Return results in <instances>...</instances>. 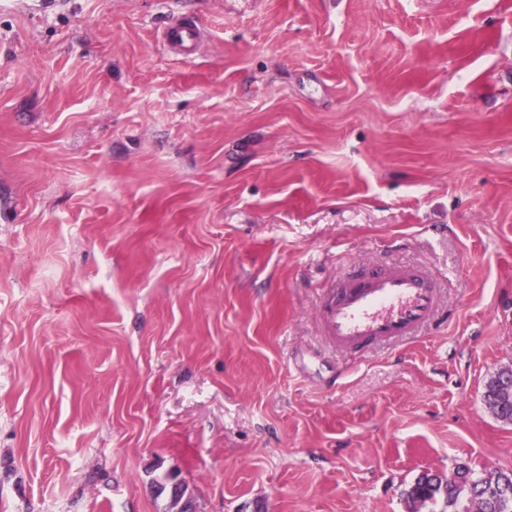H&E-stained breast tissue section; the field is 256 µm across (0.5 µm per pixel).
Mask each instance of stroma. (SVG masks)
<instances>
[{
	"instance_id": "35a3bbf8",
	"label": "stroma",
	"mask_w": 512,
	"mask_h": 512,
	"mask_svg": "<svg viewBox=\"0 0 512 512\" xmlns=\"http://www.w3.org/2000/svg\"><path fill=\"white\" fill-rule=\"evenodd\" d=\"M361 259L447 326L329 349ZM509 364L512 0H0V512H417ZM161 43L172 56L190 60L199 55L204 43L203 29L189 16L172 17L162 29Z\"/></svg>"
}]
</instances>
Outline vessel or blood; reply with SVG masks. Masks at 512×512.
Returning <instances> with one entry per match:
<instances>
[{"instance_id":"1","label":"vessel or blood","mask_w":512,"mask_h":512,"mask_svg":"<svg viewBox=\"0 0 512 512\" xmlns=\"http://www.w3.org/2000/svg\"><path fill=\"white\" fill-rule=\"evenodd\" d=\"M161 43L172 56L190 60L198 56L204 33L193 18L179 15L168 19ZM441 301V289L426 270L410 264L365 263L320 302L317 320L338 352L361 355L433 325Z\"/></svg>"}]
</instances>
